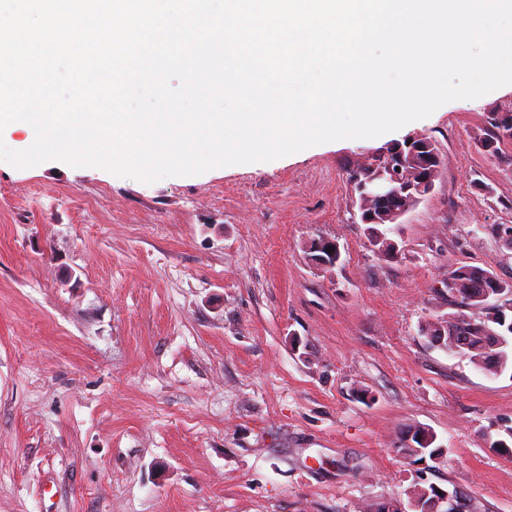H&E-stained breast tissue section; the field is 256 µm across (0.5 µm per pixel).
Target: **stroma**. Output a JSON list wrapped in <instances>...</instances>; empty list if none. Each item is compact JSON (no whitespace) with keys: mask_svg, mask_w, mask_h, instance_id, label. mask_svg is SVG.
Masks as SVG:
<instances>
[{"mask_svg":"<svg viewBox=\"0 0 512 512\" xmlns=\"http://www.w3.org/2000/svg\"><path fill=\"white\" fill-rule=\"evenodd\" d=\"M512 93L365 140L151 184L0 161V512H365L416 483L512 512V370L436 346L462 265L512 281ZM432 139L429 195L361 224L352 176ZM336 240L333 271L307 242ZM444 450L416 463L408 427Z\"/></svg>","mask_w":512,"mask_h":512,"instance_id":"obj_1","label":"stroma"}]
</instances>
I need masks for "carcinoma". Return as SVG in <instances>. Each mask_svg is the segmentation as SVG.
<instances>
[{
  "mask_svg": "<svg viewBox=\"0 0 512 512\" xmlns=\"http://www.w3.org/2000/svg\"><path fill=\"white\" fill-rule=\"evenodd\" d=\"M500 119L497 114L488 117L492 134L481 140V147L506 138L508 128L500 125ZM500 290L512 294V283H504L491 272L478 267L463 265L448 275V296L457 306L470 309L472 313L460 311L448 321V331L445 332L448 341L444 342V347L450 352L456 347L463 348L469 361L488 375L494 374L496 369L503 372L512 367V306H506L503 301H474L470 292L496 293ZM493 344L498 348L491 349ZM435 440L431 431L415 426L410 443L399 446V451L417 461L429 459L441 452ZM412 496L423 502L427 512H441L432 487H417Z\"/></svg>",
  "mask_w": 512,
  "mask_h": 512,
  "instance_id": "obj_1",
  "label": "carcinoma"
}]
</instances>
